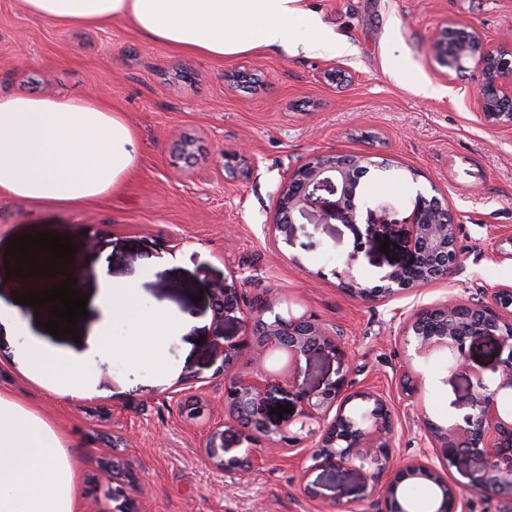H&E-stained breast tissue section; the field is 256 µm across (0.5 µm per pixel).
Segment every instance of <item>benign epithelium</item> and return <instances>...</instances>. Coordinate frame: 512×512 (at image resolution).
Masks as SVG:
<instances>
[{"mask_svg":"<svg viewBox=\"0 0 512 512\" xmlns=\"http://www.w3.org/2000/svg\"><path fill=\"white\" fill-rule=\"evenodd\" d=\"M430 52L445 78L474 69L478 73L474 96L480 120L512 127V44L491 45L477 27L454 23L438 31ZM369 172L366 155H318L293 168L278 190L272 230L288 243L298 215L311 214L320 224L331 219L341 224L381 223L378 211L360 200L361 179ZM324 192L332 199L323 201ZM457 234V222L439 223L419 199L408 223L405 263L379 276L372 286L360 283L354 267L360 254L367 251L368 239L357 243L342 268L333 270L334 277L340 288L366 302L417 291L447 279L459 266ZM277 305L270 297L255 299L243 314L245 337L222 344L224 359L219 371L224 373V412L210 421L203 444L214 469L230 473L251 465L256 445L278 454L302 448L318 466H349L362 471L365 497H376L384 504L378 512H420L405 493L408 484L420 480L434 485L426 512H469L466 498L448 480V472L436 464L453 446L464 452L476 450L485 458L483 471L470 478L473 489L512 496V465L501 466L497 447V440L512 437V419L503 417L497 401L501 390H512L511 288L493 291L488 303L451 299L438 307L417 310L401 323L398 335L407 351L403 375L411 380L402 393L409 399L420 396L416 366L435 352L448 351L455 370L467 367L470 346L485 337L497 338L500 350L506 353L496 368L497 387L489 389L483 377L477 376L472 412L449 427L424 420L423 455L402 461L394 455V427L386 399L370 389H350L347 377L353 358L343 337L329 331L311 313H284L276 310ZM212 311L217 321L241 311L236 284L226 283L215 290ZM276 351L288 357L290 366L317 351L330 354L339 363L335 380L318 391L303 393L296 430L270 422L266 407L277 383L252 369L253 362ZM171 400L181 414L201 417L197 388L185 387L173 393ZM227 428L236 429L241 441L248 443L244 455L225 457ZM127 474L123 485L112 489V512H140L136 499L128 493L137 486L138 476L131 470Z\"/></svg>","mask_w":512,"mask_h":512,"instance_id":"1","label":"benign epithelium"}]
</instances>
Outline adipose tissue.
I'll return each instance as SVG.
<instances>
[{
    "label": "adipose tissue",
    "instance_id": "obj_1",
    "mask_svg": "<svg viewBox=\"0 0 512 512\" xmlns=\"http://www.w3.org/2000/svg\"><path fill=\"white\" fill-rule=\"evenodd\" d=\"M28 13L65 26L132 25L144 38L174 51L214 59L279 49L291 52L289 19L304 16L316 48L349 52L327 32L306 0H23ZM137 138L122 112L94 99L13 95L0 98V194L61 207L84 204L120 189L137 161ZM109 249L95 261L100 312L82 348L57 347L0 301V334L24 335L29 372L82 395L99 359L112 355V323L130 322L169 335L165 311L140 317L138 283H113ZM0 512H79L78 469L54 428L33 410L0 394Z\"/></svg>",
    "mask_w": 512,
    "mask_h": 512
}]
</instances>
